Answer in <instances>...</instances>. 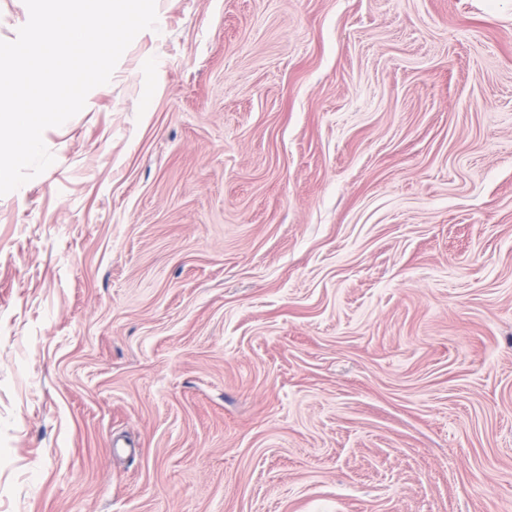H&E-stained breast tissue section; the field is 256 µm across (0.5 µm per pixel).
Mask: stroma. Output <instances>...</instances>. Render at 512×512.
Returning a JSON list of instances; mask_svg holds the SVG:
<instances>
[{"mask_svg": "<svg viewBox=\"0 0 512 512\" xmlns=\"http://www.w3.org/2000/svg\"><path fill=\"white\" fill-rule=\"evenodd\" d=\"M0 196V512H512V0H156Z\"/></svg>", "mask_w": 512, "mask_h": 512, "instance_id": "1", "label": "stroma"}]
</instances>
